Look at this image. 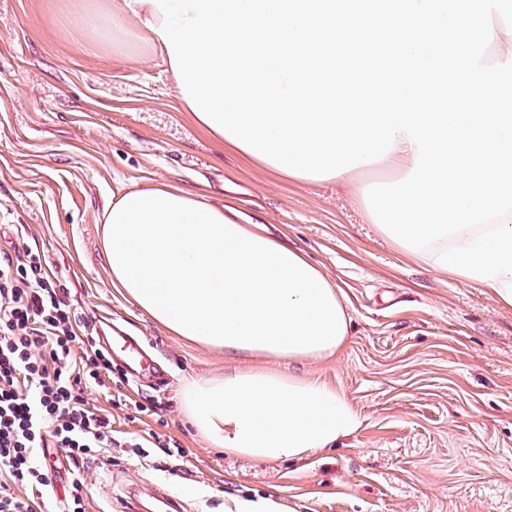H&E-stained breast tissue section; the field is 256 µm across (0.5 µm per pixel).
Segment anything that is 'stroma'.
<instances>
[{"label": "stroma", "mask_w": 512, "mask_h": 512, "mask_svg": "<svg viewBox=\"0 0 512 512\" xmlns=\"http://www.w3.org/2000/svg\"><path fill=\"white\" fill-rule=\"evenodd\" d=\"M108 0H0V248L44 253L59 297L95 336L122 330L166 378L112 381L84 394L112 418L110 453L84 466L86 512H122L135 489L164 485L190 512H512V306L429 269L366 216L362 183L279 176L208 137L184 112L163 60L140 43L124 55L59 33L60 11ZM167 183L235 202L303 250L340 286L352 321L344 350L297 366L346 396L361 429L301 461L224 454L179 410L192 379L236 359L169 335L112 286L101 253L104 205ZM159 435L164 449L150 447Z\"/></svg>", "instance_id": "1"}]
</instances>
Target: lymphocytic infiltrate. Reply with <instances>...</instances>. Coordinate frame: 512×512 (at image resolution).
<instances>
[{"instance_id": "f902f5d3", "label": "lymphocytic infiltrate", "mask_w": 512, "mask_h": 512, "mask_svg": "<svg viewBox=\"0 0 512 512\" xmlns=\"http://www.w3.org/2000/svg\"><path fill=\"white\" fill-rule=\"evenodd\" d=\"M79 328L44 255L0 252V512H37L63 464L62 512H85L80 468L111 448L112 423L88 407L84 391L103 386L112 364Z\"/></svg>"}]
</instances>
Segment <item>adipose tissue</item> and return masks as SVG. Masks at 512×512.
<instances>
[{
    "mask_svg": "<svg viewBox=\"0 0 512 512\" xmlns=\"http://www.w3.org/2000/svg\"><path fill=\"white\" fill-rule=\"evenodd\" d=\"M162 21L149 0H111L104 15L54 18L69 37L92 39L106 24L114 52L139 42L164 56L155 32ZM101 221L103 258L125 298L170 335L228 358L272 362L183 387L180 411L210 446L277 463L304 459L360 429V413L341 392L288 370L337 356L351 334L340 288L300 250L244 223L233 205L167 184L124 192Z\"/></svg>",
    "mask_w": 512,
    "mask_h": 512,
    "instance_id": "ef3b65f1",
    "label": "adipose tissue"
}]
</instances>
